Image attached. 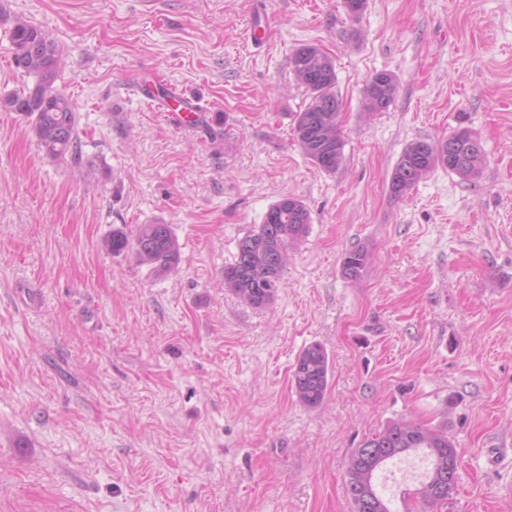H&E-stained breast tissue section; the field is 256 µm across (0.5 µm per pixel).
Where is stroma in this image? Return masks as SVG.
Here are the masks:
<instances>
[{"label":"stroma","mask_w":512,"mask_h":512,"mask_svg":"<svg viewBox=\"0 0 512 512\" xmlns=\"http://www.w3.org/2000/svg\"><path fill=\"white\" fill-rule=\"evenodd\" d=\"M18 18L63 51L75 160L5 104L33 82ZM307 44L336 69L332 173L294 140ZM143 71L202 101L207 129L132 95ZM380 71L398 90L369 112ZM462 129L477 178L440 168L390 196L408 143ZM289 195L309 231L255 309L219 283ZM155 222L180 246L170 272L103 245ZM314 343L331 375L310 409L291 375ZM402 418L460 454L432 512H512V0H366L357 19L343 0H0V512H351L352 448ZM397 88L394 74L386 71L374 73L363 90L365 109L369 112L386 110L394 101ZM370 262L369 252L365 248L348 251L342 262V272L346 279L359 281L362 279Z\"/></svg>","instance_id":"stroma-1"}]
</instances>
